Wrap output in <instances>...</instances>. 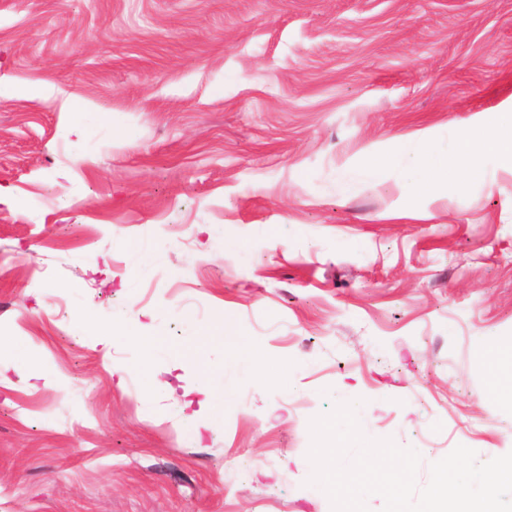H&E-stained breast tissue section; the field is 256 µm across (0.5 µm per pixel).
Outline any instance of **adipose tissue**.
<instances>
[{
	"instance_id": "obj_1",
	"label": "adipose tissue",
	"mask_w": 512,
	"mask_h": 512,
	"mask_svg": "<svg viewBox=\"0 0 512 512\" xmlns=\"http://www.w3.org/2000/svg\"><path fill=\"white\" fill-rule=\"evenodd\" d=\"M486 155L494 156L502 167L512 170L511 112L482 133L461 132L455 156L439 152L430 136L420 132L408 138H395L390 159L406 162L412 169L413 187L422 188L446 176L455 164L466 162L475 167Z\"/></svg>"
}]
</instances>
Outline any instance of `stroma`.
<instances>
[{"mask_svg": "<svg viewBox=\"0 0 512 512\" xmlns=\"http://www.w3.org/2000/svg\"><path fill=\"white\" fill-rule=\"evenodd\" d=\"M0 78V512H331L309 422L356 399L418 486L512 451V172L376 166L512 106V0H0ZM224 325L263 375L178 356ZM137 338L144 350V355L139 362L138 369L146 378L148 386L161 391L164 389V385L154 376L153 355L162 346V341L156 336H137Z\"/></svg>", "mask_w": 512, "mask_h": 512, "instance_id": "obj_1", "label": "stroma"}]
</instances>
